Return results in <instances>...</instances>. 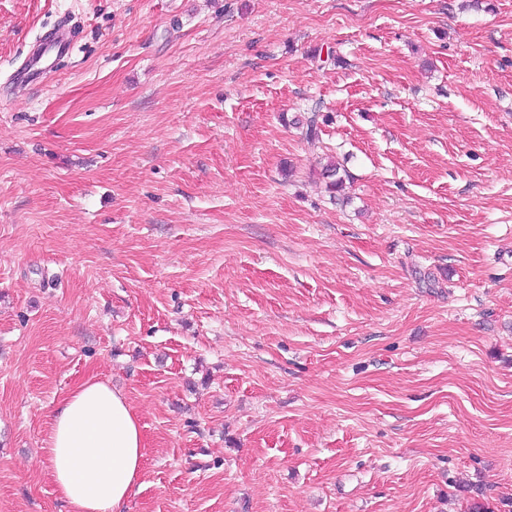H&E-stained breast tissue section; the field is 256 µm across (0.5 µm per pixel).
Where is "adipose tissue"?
<instances>
[{
    "mask_svg": "<svg viewBox=\"0 0 512 512\" xmlns=\"http://www.w3.org/2000/svg\"><path fill=\"white\" fill-rule=\"evenodd\" d=\"M43 449L66 512H123L145 457L125 394L93 378L53 411Z\"/></svg>",
    "mask_w": 512,
    "mask_h": 512,
    "instance_id": "ef3b65f1",
    "label": "adipose tissue"
}]
</instances>
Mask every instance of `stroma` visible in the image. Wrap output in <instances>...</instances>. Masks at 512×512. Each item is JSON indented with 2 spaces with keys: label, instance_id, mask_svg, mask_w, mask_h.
I'll return each mask as SVG.
<instances>
[{
  "label": "stroma",
  "instance_id": "obj_1",
  "mask_svg": "<svg viewBox=\"0 0 512 512\" xmlns=\"http://www.w3.org/2000/svg\"><path fill=\"white\" fill-rule=\"evenodd\" d=\"M92 376L125 512H512V0H0V512ZM70 51L71 44L64 34H60L52 41L41 45L34 53L30 68L24 76L26 86L41 81L47 62L54 55L67 54Z\"/></svg>",
  "mask_w": 512,
  "mask_h": 512
}]
</instances>
